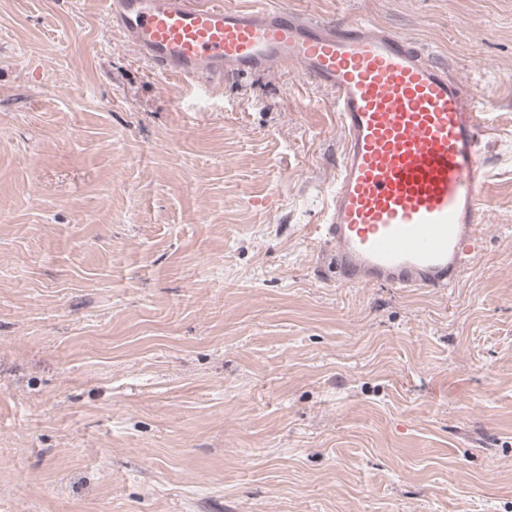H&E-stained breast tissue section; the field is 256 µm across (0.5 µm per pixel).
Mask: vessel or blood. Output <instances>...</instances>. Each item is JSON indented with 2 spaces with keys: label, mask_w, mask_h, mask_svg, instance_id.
Instances as JSON below:
<instances>
[{
  "label": "vessel or blood",
  "mask_w": 512,
  "mask_h": 512,
  "mask_svg": "<svg viewBox=\"0 0 512 512\" xmlns=\"http://www.w3.org/2000/svg\"><path fill=\"white\" fill-rule=\"evenodd\" d=\"M107 21L165 77L206 86L303 74L342 133L322 241L345 285L456 287L479 247L482 139L476 97L410 36L232 0H103Z\"/></svg>",
  "instance_id": "obj_1"
}]
</instances>
